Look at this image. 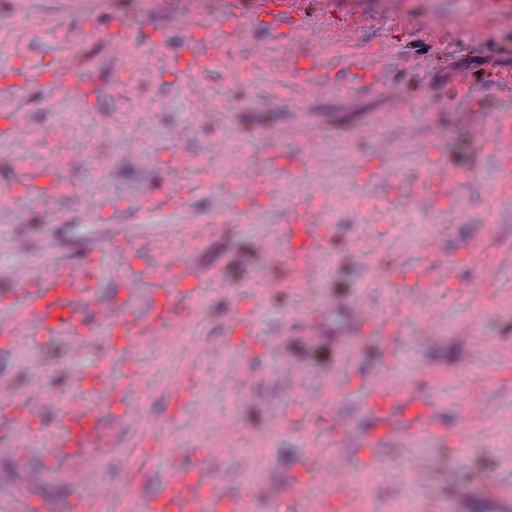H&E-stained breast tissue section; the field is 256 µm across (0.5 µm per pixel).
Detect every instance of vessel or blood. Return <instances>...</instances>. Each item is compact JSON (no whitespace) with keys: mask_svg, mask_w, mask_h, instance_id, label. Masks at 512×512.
Here are the masks:
<instances>
[{"mask_svg":"<svg viewBox=\"0 0 512 512\" xmlns=\"http://www.w3.org/2000/svg\"><path fill=\"white\" fill-rule=\"evenodd\" d=\"M327 239L320 225L296 218L294 223L280 227L278 243L282 251L291 256L309 260L326 250ZM163 264L146 261L141 270L135 271L137 279L149 282L153 293L142 312L131 311L115 301L105 302L99 297L100 267L97 261L85 260L61 272L38 271L35 264L15 265L10 277L16 285L9 305L17 316L7 326L0 327V344L10 345L19 331L39 336L68 334L71 355L85 354L92 337L101 333L116 335L119 345L112 352L114 363L125 366L119 383H111L106 369H96L86 374L84 381L90 389L112 391L121 407L112 421H105L100 410L87 407L67 412L60 421L58 434L51 442L55 458L74 460L85 471H92L100 455L109 447L107 427H122L134 419L138 405L133 392L142 378L129 368L139 355L141 344L149 338H159L164 327L176 316L174 302L160 300L167 288ZM224 333L235 339L239 348H247L252 336L247 318L235 315L225 318ZM41 409L38 390L31 389L20 396L15 405L5 406L9 421L0 423L7 442L0 446L4 454H16L18 448L17 424L31 419ZM369 409L372 428L368 443L373 447L386 446L392 438L394 426L403 425L422 433H436L434 407L428 400L403 394L392 380H373ZM339 455L309 457L302 466V476L289 485V495L302 493L325 473L342 467ZM224 470L208 467L203 485L190 482L184 468L167 470L162 490L155 496L135 497L129 489L107 487L103 494L127 512H237L236 501L222 492ZM452 512H512V493L504 491L496 482L485 478L459 489L452 505Z\"/></svg>","mask_w":512,"mask_h":512,"instance_id":"1","label":"vessel or blood"}]
</instances>
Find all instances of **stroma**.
<instances>
[{
	"mask_svg": "<svg viewBox=\"0 0 512 512\" xmlns=\"http://www.w3.org/2000/svg\"><path fill=\"white\" fill-rule=\"evenodd\" d=\"M318 2L299 0L285 24L281 0H259L244 24L225 15L223 55L187 77L164 63L186 43L205 45L222 0H0V128L23 112L31 129L24 142L0 136V324L13 318L3 304L11 268L34 258L50 267L96 256L109 296L147 252L171 261L170 288L194 299L168 327L170 345L142 355V417L91 474L51 457L48 444L83 396L82 376L111 355L109 337L80 358L62 336H21L0 352V401L22 392L32 369L45 372L25 460L0 454V505L21 494L90 495L94 512H118L93 492L110 482L155 494L168 462L150 457V440L170 441L199 480V455L224 447L228 419L239 435L236 452L218 458L225 495L249 512H321L270 491L296 477L300 458L331 452L337 421L352 439L368 435L380 371L429 399L446 431L472 401L485 418L464 446L396 433L380 450V472L349 459L354 512H425L447 501L444 477L403 487L409 454L453 455L461 482L490 465L512 492V457L500 453L512 439V153L500 147L512 140V0H338L332 17ZM117 11L130 20L122 52L71 47V29ZM164 29L162 46L154 35ZM18 41L30 46L26 58L11 52ZM126 52L157 71L149 89L111 69ZM80 64L91 81L68 93L57 77ZM270 122L280 130L273 141ZM215 140L245 175L237 187L205 176ZM44 167L49 193L29 192L24 175ZM255 183L267 195L251 197ZM456 204L466 214L459 222L448 218ZM299 215L329 231L328 254L309 271L272 250L259 281L291 268L288 298L275 302L234 271L255 238L272 239ZM198 224L211 225L207 238H193ZM424 266L433 276L412 291ZM338 290L373 312L339 340L313 311ZM237 311L250 317L246 350L224 334L225 315ZM277 334L288 351L268 345ZM192 336L208 345L194 361L181 349ZM191 378L193 397L174 402ZM201 403L211 423L199 418ZM271 419L277 432L267 430Z\"/></svg>",
	"mask_w": 512,
	"mask_h": 512,
	"instance_id": "35a3bbf8",
	"label": "stroma"
}]
</instances>
